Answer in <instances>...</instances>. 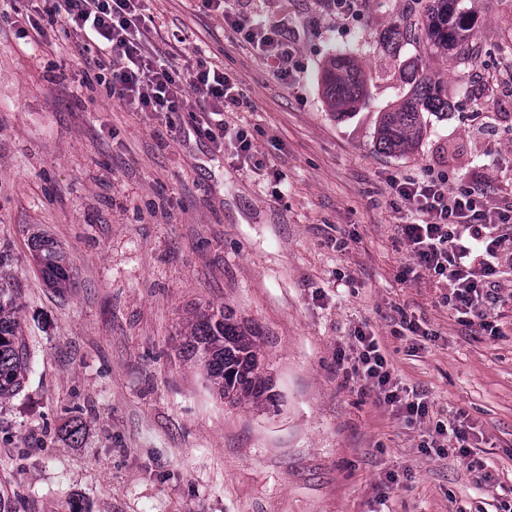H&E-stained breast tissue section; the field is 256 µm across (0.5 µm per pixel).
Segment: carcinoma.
Returning <instances> with one entry per match:
<instances>
[{
  "label": "carcinoma",
  "instance_id": "cac0c4a2",
  "mask_svg": "<svg viewBox=\"0 0 512 512\" xmlns=\"http://www.w3.org/2000/svg\"><path fill=\"white\" fill-rule=\"evenodd\" d=\"M415 14L390 30L387 42L397 45L407 36L422 37L427 45L443 49L465 65L476 57L477 19L465 0H415ZM324 93L330 107L343 113L367 98L366 79L348 54L332 57L323 72ZM448 99L441 82L423 70L415 72L409 95L384 113L376 140L382 153L405 155L419 143L424 113H446ZM35 259L56 288L71 287L67 260L58 244L36 236ZM10 255L0 250V399L18 393L25 380L30 355L18 317L19 288L10 272ZM258 336L241 326L234 311L220 306L194 315L182 345L197 363L208 387L232 404L255 402L265 393Z\"/></svg>",
  "mask_w": 512,
  "mask_h": 512
}]
</instances>
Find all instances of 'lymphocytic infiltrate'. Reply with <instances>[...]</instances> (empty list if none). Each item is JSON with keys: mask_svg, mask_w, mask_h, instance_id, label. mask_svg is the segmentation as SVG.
<instances>
[{"mask_svg": "<svg viewBox=\"0 0 512 512\" xmlns=\"http://www.w3.org/2000/svg\"><path fill=\"white\" fill-rule=\"evenodd\" d=\"M45 20H30L29 26L40 37L49 28L59 36L82 35L93 43L101 64L110 75V92L136 112L181 111L180 72L167 66L158 49L146 39L149 29L142 12V0H43ZM208 7L221 11L224 21L248 43L259 47L281 78H288L295 66V48L281 30L251 22L245 12L250 0H238L239 10L230 11L225 0H205ZM198 97V126L213 143L223 149L227 134H234L237 150L248 156L251 142L244 129L229 131L225 113L243 102L236 79L223 69L197 60L189 73ZM393 192L422 215L421 220L398 225L408 247L413 266L427 270L446 281L448 303L468 318L486 322L496 298L500 260L512 256V198L490 201L488 182L464 189L449 185L446 177L391 180ZM357 355L346 372L375 393L406 421L425 417L428 403L415 391L393 381L378 341L358 334Z\"/></svg>", "mask_w": 512, "mask_h": 512, "instance_id": "f902f5d3", "label": "lymphocytic infiltrate"}]
</instances>
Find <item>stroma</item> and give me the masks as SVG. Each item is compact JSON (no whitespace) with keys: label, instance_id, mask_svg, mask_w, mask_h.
I'll use <instances>...</instances> for the list:
<instances>
[{"label":"stroma","instance_id":"35a3bbf8","mask_svg":"<svg viewBox=\"0 0 512 512\" xmlns=\"http://www.w3.org/2000/svg\"><path fill=\"white\" fill-rule=\"evenodd\" d=\"M481 51L384 38L413 0H253L288 29L294 73L277 76L202 0H146L150 41L187 70L222 65L243 94L233 142L215 150L179 112H134L74 41L21 36L39 0L0 10V247L13 257L30 353L24 387L0 402V500L8 512H505L512 505V260L489 327L449 306L396 227L415 217L395 177H490L512 196V8L470 0ZM185 43L168 45L169 32ZM349 52L367 79L353 111L328 104L322 70ZM439 76L447 114L425 113L413 152L375 148L409 65ZM70 259L51 287L33 239ZM225 305L261 341L269 397L234 406L180 347L192 312ZM377 337L399 385L422 394L407 423L346 378L358 332ZM464 419L463 457L439 435ZM78 436H70L73 424Z\"/></svg>","mask_w":512,"mask_h":512}]
</instances>
